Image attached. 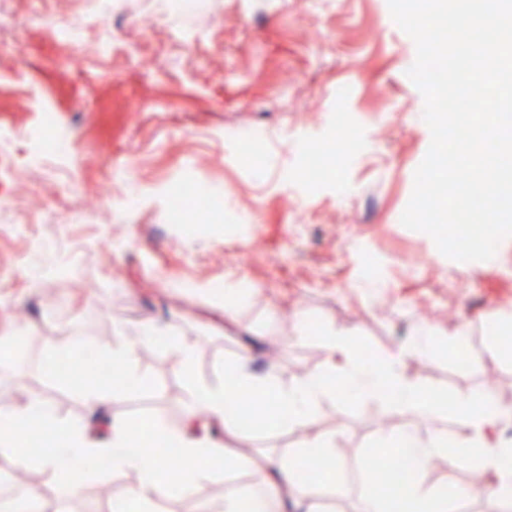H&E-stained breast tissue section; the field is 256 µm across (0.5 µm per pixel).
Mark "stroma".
<instances>
[{
    "label": "stroma",
    "mask_w": 512,
    "mask_h": 512,
    "mask_svg": "<svg viewBox=\"0 0 512 512\" xmlns=\"http://www.w3.org/2000/svg\"><path fill=\"white\" fill-rule=\"evenodd\" d=\"M201 2L184 13L168 0H0V324L27 340L22 352L0 347V396L38 395L82 422L75 382L42 367L48 350L76 363L147 323L158 332L139 351L142 382L109 413L173 430L187 406L177 337L193 343L203 378L240 352L241 328L254 368L274 361L288 379L325 369L329 326L369 359L421 323L466 326L484 348L512 312V238L491 260L457 262L401 224L431 133L407 76L416 47L387 0ZM51 19L81 21V41ZM48 119L70 146L57 160L44 155ZM317 142L335 152L311 176L305 146ZM185 179L220 202L188 205L193 219L180 223L167 200ZM228 290L244 293L232 325ZM299 313L309 337L292 334ZM493 372L507 380L498 403H512L510 362L462 366L442 343L435 359L402 365L447 396L486 390ZM401 426L375 401L327 399L306 426L241 432L227 468L155 508L197 512L260 490L248 455L288 451L308 431L336 438L341 467L318 479L321 493L333 512H357L364 455ZM470 472L439 456L417 478L462 489L455 512H497Z\"/></svg>",
    "instance_id": "stroma-1"
}]
</instances>
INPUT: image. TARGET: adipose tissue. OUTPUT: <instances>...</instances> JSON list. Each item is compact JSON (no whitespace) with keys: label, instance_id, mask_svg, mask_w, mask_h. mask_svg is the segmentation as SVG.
<instances>
[{"label":"adipose tissue","instance_id":"ef3b65f1","mask_svg":"<svg viewBox=\"0 0 512 512\" xmlns=\"http://www.w3.org/2000/svg\"><path fill=\"white\" fill-rule=\"evenodd\" d=\"M156 333V327L142 325L117 336L105 347L104 354L111 360L120 385L118 389L105 390L92 383L79 384V393L88 412L86 423L76 424L62 418L51 402L38 396L28 397L21 405L1 406L0 456L15 460L21 466L51 472L66 490L73 489L74 483L72 469L63 465V457L84 462L111 457L113 469L131 470L139 477L137 486L126 497L113 499L111 512H154V504L167 491L163 478L164 459L157 454L129 452L139 424L113 418L100 431L96 423L103 409L116 399L118 391L141 383L136 369L138 350ZM322 337L330 357L327 368L289 380L282 379L273 365L264 371H255L246 349L235 361L225 365L221 375L202 379L193 369L192 343L184 338L173 342L172 351L189 386V402L184 422L178 431L170 433L169 441L178 447L188 466L191 483H201L211 477L209 462L223 458L225 447L224 441L200 431L196 424L197 413H204L225 431H234L240 423L243 399L247 396L271 407L268 423L273 427L308 423L323 400L338 397L342 392L371 399L404 420V429L396 437L386 438L384 444L388 447L400 444L414 471H423L435 457L447 453L446 432L435 428L424 435L415 427L419 418L438 414L440 406L444 405L439 394L409 381L401 373L404 357L430 359L435 356L437 348L431 330L417 326L414 339L406 348L371 362L363 359L349 333L327 329ZM445 405L466 425V433L459 440L458 460L473 461L479 472H492L495 481L491 495L503 512H512V441H503L496 435L500 424L512 421V410L499 405L488 394L470 391L457 393ZM34 418L65 436L63 453L32 456L19 451L17 436ZM330 443V438L307 435L289 454L263 457L265 481L279 493L281 512H316L318 491L299 481V464L303 458L314 454L330 456ZM456 496L455 490L437 489L414 479L395 493L364 496L360 512H416L420 504L426 506L427 512H448V505Z\"/></svg>","mask_w":512,"mask_h":512}]
</instances>
